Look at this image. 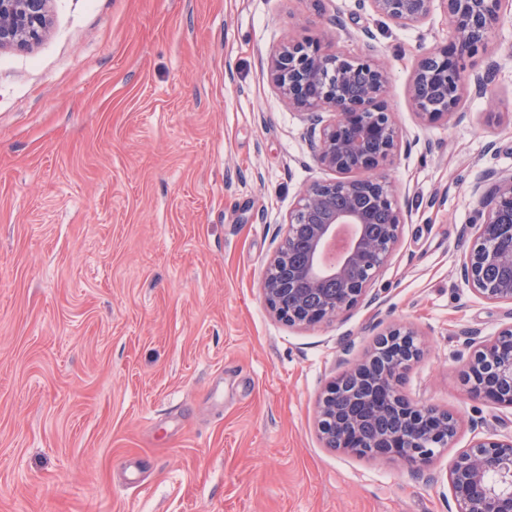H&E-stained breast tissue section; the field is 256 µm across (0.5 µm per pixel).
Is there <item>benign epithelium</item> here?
Returning <instances> with one entry per match:
<instances>
[{
	"instance_id": "1",
	"label": "benign epithelium",
	"mask_w": 512,
	"mask_h": 512,
	"mask_svg": "<svg viewBox=\"0 0 512 512\" xmlns=\"http://www.w3.org/2000/svg\"><path fill=\"white\" fill-rule=\"evenodd\" d=\"M440 2L451 25L447 48L424 52L410 99L426 123L456 113L463 75L507 20L508 0H358V6L404 26L429 19ZM49 0H0V47H26L47 28ZM269 75L288 108L308 123L312 157L339 177L315 181L288 211L287 234L261 284L268 310L290 326H314L356 308L395 250L404 213L383 167L401 148V132L385 100L389 71L372 56L351 60L317 41L290 39L270 58ZM476 232L461 263L465 283L481 299L512 304V169L491 170L475 185ZM343 229V252L325 258ZM488 266L499 277H484ZM396 353L374 366L375 356L348 367L329 384L318 407V428L328 448L398 460L421 470L457 431V418L418 406L401 389L418 360L415 331L390 326L380 333ZM467 395L512 408V322L472 352ZM456 512H512V436L476 439L455 456L447 474Z\"/></svg>"
}]
</instances>
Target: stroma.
<instances>
[{
  "instance_id": "stroma-1",
  "label": "stroma",
  "mask_w": 512,
  "mask_h": 512,
  "mask_svg": "<svg viewBox=\"0 0 512 512\" xmlns=\"http://www.w3.org/2000/svg\"><path fill=\"white\" fill-rule=\"evenodd\" d=\"M47 35L0 48V512H454L458 451L512 435L469 398L470 333L507 307L463 281L473 184L512 169V22L452 118L413 113L441 8L404 27L355 0H50ZM342 17L335 26L334 17ZM374 35L365 43L363 29ZM388 64L405 211L374 304L292 327L261 283L300 191L330 179L271 84L288 37ZM391 324L422 355L413 402L453 413L431 469L324 447L325 386Z\"/></svg>"
}]
</instances>
